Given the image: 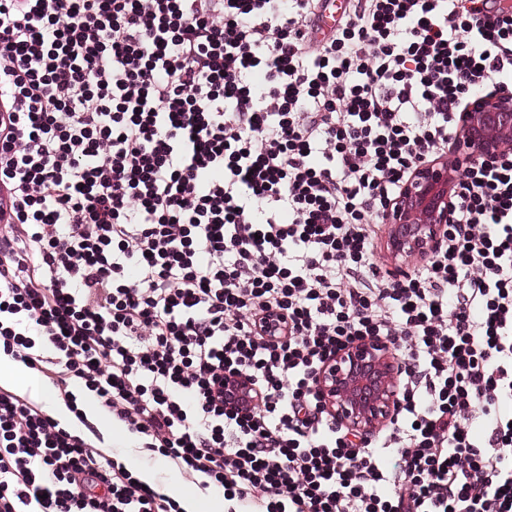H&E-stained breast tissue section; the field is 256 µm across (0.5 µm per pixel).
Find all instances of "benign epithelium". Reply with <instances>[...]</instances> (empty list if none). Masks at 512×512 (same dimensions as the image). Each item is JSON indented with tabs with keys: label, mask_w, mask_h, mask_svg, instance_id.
Here are the masks:
<instances>
[{
	"label": "benign epithelium",
	"mask_w": 512,
	"mask_h": 512,
	"mask_svg": "<svg viewBox=\"0 0 512 512\" xmlns=\"http://www.w3.org/2000/svg\"><path fill=\"white\" fill-rule=\"evenodd\" d=\"M512 147V94L473 97L462 112L456 144L419 166L385 214L388 255L395 262L432 254L447 233L455 189L471 158L490 159ZM402 363L382 337L360 340L336 353L317 376L328 411L349 435L367 437L392 418Z\"/></svg>",
	"instance_id": "7a95c632"
}]
</instances>
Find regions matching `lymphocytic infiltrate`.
I'll return each mask as SVG.
<instances>
[{
    "instance_id": "f902f5d3",
    "label": "lymphocytic infiltrate",
    "mask_w": 512,
    "mask_h": 512,
    "mask_svg": "<svg viewBox=\"0 0 512 512\" xmlns=\"http://www.w3.org/2000/svg\"><path fill=\"white\" fill-rule=\"evenodd\" d=\"M324 7L0 0V353L239 512H512V150L413 273L375 225L475 90L512 93V10ZM373 336L403 385L356 441L315 379ZM0 512L182 510L0 387Z\"/></svg>"
}]
</instances>
